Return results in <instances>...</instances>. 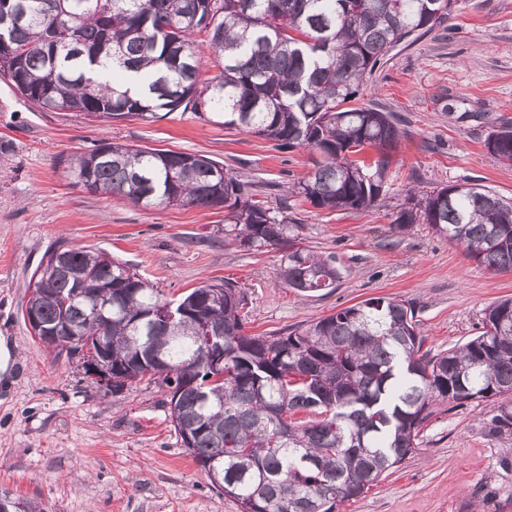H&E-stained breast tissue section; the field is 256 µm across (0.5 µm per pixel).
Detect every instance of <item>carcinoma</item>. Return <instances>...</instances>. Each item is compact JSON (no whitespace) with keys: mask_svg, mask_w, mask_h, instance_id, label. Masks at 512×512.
<instances>
[{"mask_svg":"<svg viewBox=\"0 0 512 512\" xmlns=\"http://www.w3.org/2000/svg\"><path fill=\"white\" fill-rule=\"evenodd\" d=\"M12 42L0 72L45 109L98 122H152L159 113H207L224 127L323 160L287 193L328 211L365 210L380 197L401 131L389 112L355 106L382 60L444 26L459 0H10ZM224 68L198 81L195 35ZM137 74L146 90L123 88ZM487 150L512 160V129ZM375 159L359 157L365 149ZM90 193L144 208L224 209V239L249 250L281 246L279 277L315 293L336 287L331 257L296 246L288 206L205 155L103 143L66 159ZM427 224L491 273L512 270V202L479 184L408 196L393 220ZM68 276L46 271L26 303L82 364L112 359V392L148 376L167 388L175 433L210 481L241 512H336L361 497L416 448L438 403L485 402L488 434L512 438V298L484 309L482 331L430 355L416 306L372 297L286 336H247L244 295L227 280L168 301L127 262L65 243ZM221 339L210 340V336ZM222 347L224 374L197 364ZM45 512L0 494V512Z\"/></svg>","mask_w":512,"mask_h":512,"instance_id":"carcinoma-1","label":"carcinoma"}]
</instances>
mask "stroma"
<instances>
[{
  "mask_svg": "<svg viewBox=\"0 0 512 512\" xmlns=\"http://www.w3.org/2000/svg\"><path fill=\"white\" fill-rule=\"evenodd\" d=\"M402 119L383 194L366 211H328L297 197L288 215L300 245L331 255L335 288L303 296L280 283L282 249L224 240L219 207L144 208L73 183L63 161L102 142L193 152L223 162L272 198L320 154L216 119L175 111L153 122H92L41 109L0 77V491L48 512H240L212 486L175 434L167 393L141 381L103 394L78 357L44 348L23 310L45 250L64 240L110 253L175 300L213 278L236 281L243 332L286 333L379 296L414 302L432 352L480 332L484 309L512 297V271L491 274L428 225L392 226L409 194L474 180L512 198V165L489 153L493 127L512 126V0H461L446 26L398 47L362 96ZM491 407L441 405L416 450L338 512H512V440L488 434Z\"/></svg>",
  "mask_w": 512,
  "mask_h": 512,
  "instance_id": "obj_1",
  "label": "stroma"
}]
</instances>
